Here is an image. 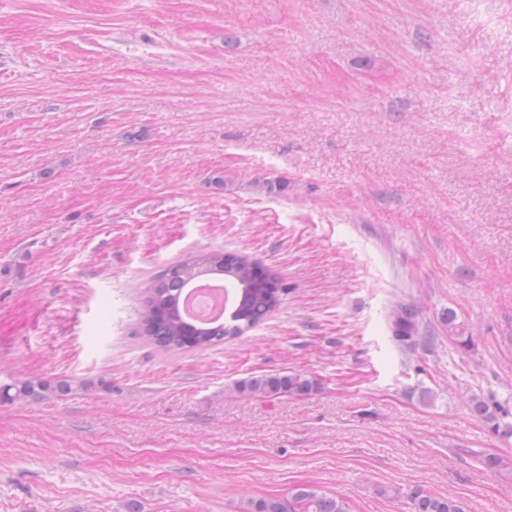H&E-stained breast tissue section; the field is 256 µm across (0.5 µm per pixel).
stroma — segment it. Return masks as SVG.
I'll return each instance as SVG.
<instances>
[{
	"label": "stroma",
	"instance_id": "obj_1",
	"mask_svg": "<svg viewBox=\"0 0 512 512\" xmlns=\"http://www.w3.org/2000/svg\"><path fill=\"white\" fill-rule=\"evenodd\" d=\"M214 251L281 278L275 313L144 341L139 283ZM293 373L313 390L235 389ZM24 378L79 388L0 403V512L298 485L512 512V0H0V384ZM415 313L412 309L400 305L392 316L394 339L400 343H412L415 330Z\"/></svg>",
	"mask_w": 512,
	"mask_h": 512
}]
</instances>
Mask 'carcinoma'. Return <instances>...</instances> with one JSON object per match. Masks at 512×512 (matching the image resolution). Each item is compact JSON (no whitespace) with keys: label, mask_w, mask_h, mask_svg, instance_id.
Here are the masks:
<instances>
[{"label":"carcinoma","mask_w":512,"mask_h":512,"mask_svg":"<svg viewBox=\"0 0 512 512\" xmlns=\"http://www.w3.org/2000/svg\"><path fill=\"white\" fill-rule=\"evenodd\" d=\"M202 278L227 280L235 286L234 310L229 322L197 324L184 318L180 302L185 289ZM285 289L271 270L263 271L248 255L213 252L172 264L150 278L142 289L138 315L145 340L166 352L206 350L244 335L264 322L279 307ZM394 339L414 341L415 313L399 306L392 316ZM313 382L300 374L260 376L242 381L236 390L264 397L302 395ZM73 391L68 380L48 383L19 379L0 385V402L63 397ZM243 512H349L341 497L328 496L312 485L294 487L286 497L248 501ZM414 512H464L455 500L421 494Z\"/></svg>","instance_id":"cac0c4a2"}]
</instances>
